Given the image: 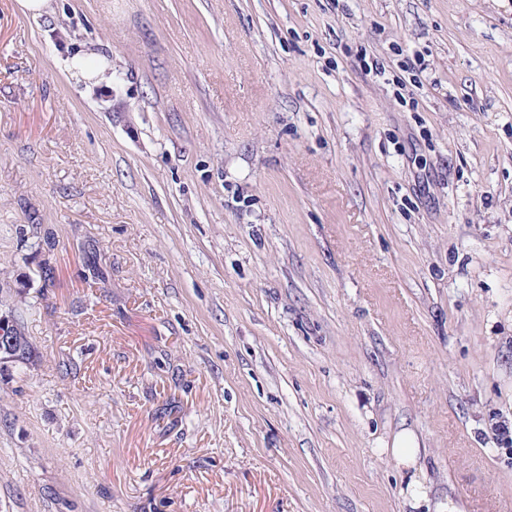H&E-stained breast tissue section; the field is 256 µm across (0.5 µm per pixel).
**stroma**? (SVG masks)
Listing matches in <instances>:
<instances>
[{
  "instance_id": "1",
  "label": "stroma",
  "mask_w": 512,
  "mask_h": 512,
  "mask_svg": "<svg viewBox=\"0 0 512 512\" xmlns=\"http://www.w3.org/2000/svg\"><path fill=\"white\" fill-rule=\"evenodd\" d=\"M52 4L0 0V512H414L405 430L512 512V0ZM74 74L86 81L99 83L106 80V67L93 56H76L71 65ZM1 316H6L8 318L7 322V334L2 328L0 329V351L9 353L12 349L11 354H3L2 357H7L5 361H0L1 372L8 370L9 365L11 367H23L29 364L31 358V345L28 340V337L25 336L24 332H22L21 325L17 322L14 314H12V310H8L5 314H0ZM13 340V344L11 345ZM11 345V349H10ZM391 453L399 465L406 468H417L420 448L416 437L410 431L397 434L393 440Z\"/></svg>"
}]
</instances>
